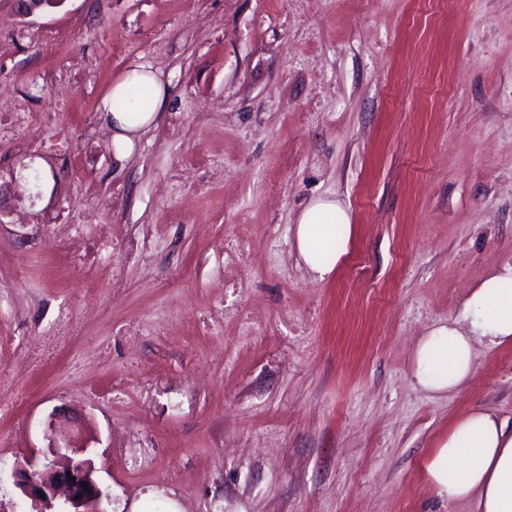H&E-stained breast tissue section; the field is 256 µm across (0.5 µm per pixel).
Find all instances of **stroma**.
<instances>
[{"label":"stroma","mask_w":512,"mask_h":512,"mask_svg":"<svg viewBox=\"0 0 512 512\" xmlns=\"http://www.w3.org/2000/svg\"><path fill=\"white\" fill-rule=\"evenodd\" d=\"M167 101L116 160L101 99ZM0 512L74 428L104 512H472L421 473L512 421V347L416 388L430 327L512 263V0H0ZM348 253L318 280L302 208ZM257 323V335L239 327ZM350 216L336 199L318 197L302 211L295 227L298 255L319 280L331 274L348 252Z\"/></svg>","instance_id":"1"}]
</instances>
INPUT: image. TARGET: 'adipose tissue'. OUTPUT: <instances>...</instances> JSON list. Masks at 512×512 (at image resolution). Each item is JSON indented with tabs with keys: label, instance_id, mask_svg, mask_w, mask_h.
I'll return each instance as SVG.
<instances>
[{
	"label": "adipose tissue",
	"instance_id": "1",
	"mask_svg": "<svg viewBox=\"0 0 512 512\" xmlns=\"http://www.w3.org/2000/svg\"><path fill=\"white\" fill-rule=\"evenodd\" d=\"M166 96L160 73L145 63L113 82L102 109L112 126L116 159L134 152ZM350 234V216L343 205L318 197L298 218L295 245L304 264L322 279L347 254ZM464 312V323L433 326L417 342L411 366L417 388L455 391L477 370V344L512 345V265L475 288ZM421 471L441 499L473 503L474 512H512V424L482 406L465 410L449 427L447 439L423 458Z\"/></svg>",
	"mask_w": 512,
	"mask_h": 512
}]
</instances>
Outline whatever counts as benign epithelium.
Instances as JSON below:
<instances>
[{"instance_id": "obj_1", "label": "benign epithelium", "mask_w": 512, "mask_h": 512, "mask_svg": "<svg viewBox=\"0 0 512 512\" xmlns=\"http://www.w3.org/2000/svg\"><path fill=\"white\" fill-rule=\"evenodd\" d=\"M16 486L22 493L44 507H52L59 489L67 493L69 512H105L101 508L103 491L95 477L90 459L79 455L69 458L57 469L51 462L33 457L14 470Z\"/></svg>"}]
</instances>
